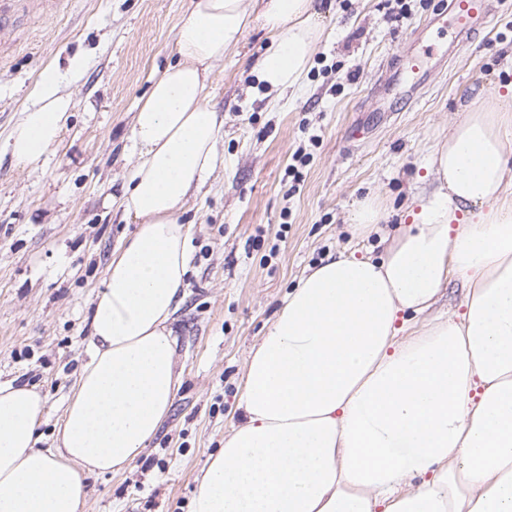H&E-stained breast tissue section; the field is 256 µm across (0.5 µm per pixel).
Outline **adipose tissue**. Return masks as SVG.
Returning <instances> with one entry per match:
<instances>
[{
  "label": "adipose tissue",
  "mask_w": 512,
  "mask_h": 512,
  "mask_svg": "<svg viewBox=\"0 0 512 512\" xmlns=\"http://www.w3.org/2000/svg\"><path fill=\"white\" fill-rule=\"evenodd\" d=\"M254 72L298 90L322 34L313 0H191L178 60L139 103L119 205L137 230L92 300L88 360L40 448L44 400L0 383V512H80L86 480L154 439L181 384L173 323L191 236L179 213L220 165L212 65L253 27ZM45 67L9 139L21 165L57 143L70 99ZM512 105L471 104L432 151L437 180L376 259L341 253L304 275L252 347L240 421L208 458L190 512H512ZM465 311L429 312L450 277Z\"/></svg>",
  "instance_id": "obj_1"
}]
</instances>
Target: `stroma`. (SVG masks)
Returning <instances> with one entry per match:
<instances>
[{
  "label": "stroma",
  "instance_id": "1",
  "mask_svg": "<svg viewBox=\"0 0 512 512\" xmlns=\"http://www.w3.org/2000/svg\"><path fill=\"white\" fill-rule=\"evenodd\" d=\"M190 0H10L0 14V382L44 398L36 431L52 447L87 361L91 299L113 249L131 235L112 200L135 159L132 114L150 79L175 63V24ZM445 0H314L322 39L302 87L270 104L251 72L266 49L250 30L216 62L210 102L224 114V165L186 202L192 253L176 314L180 390L155 438L123 472L87 479L81 512H188L194 478L239 421L252 345L309 268L349 249L379 257L428 187L427 156L477 99L512 82V0H491L494 28L442 67L421 97L386 70L421 52ZM86 59L62 91L72 102L57 144L16 165L8 137L47 64ZM307 155L300 178L290 167ZM375 198L381 234L357 238L352 209Z\"/></svg>",
  "mask_w": 512,
  "mask_h": 512
}]
</instances>
